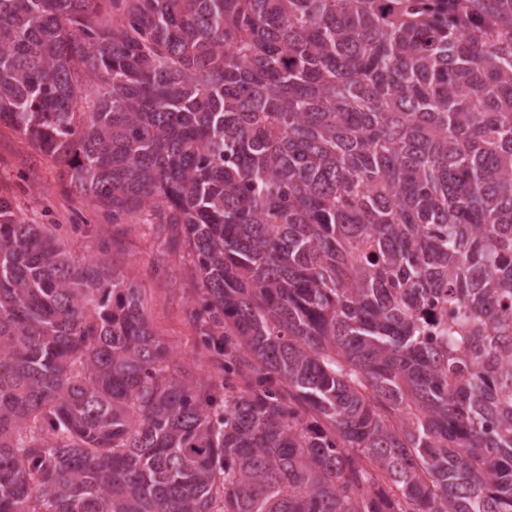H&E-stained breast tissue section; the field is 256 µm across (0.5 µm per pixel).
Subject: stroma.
Listing matches in <instances>:
<instances>
[{"label":"stroma","mask_w":512,"mask_h":512,"mask_svg":"<svg viewBox=\"0 0 512 512\" xmlns=\"http://www.w3.org/2000/svg\"><path fill=\"white\" fill-rule=\"evenodd\" d=\"M10 198L19 218L42 224H76L72 240L81 254L95 255L108 243L114 268L140 290L151 330L170 355L198 379L213 376L195 327L188 318L194 299L188 259L166 254L172 232L146 224L145 213L112 224L86 199L71 194L57 165L8 126L0 125V197Z\"/></svg>","instance_id":"obj_1"}]
</instances>
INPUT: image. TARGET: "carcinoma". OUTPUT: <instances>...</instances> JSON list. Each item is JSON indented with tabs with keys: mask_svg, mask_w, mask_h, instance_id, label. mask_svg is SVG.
I'll return each mask as SVG.
<instances>
[{
	"mask_svg": "<svg viewBox=\"0 0 512 512\" xmlns=\"http://www.w3.org/2000/svg\"><path fill=\"white\" fill-rule=\"evenodd\" d=\"M0 124L218 373L0 197V512H512V0H0ZM1 196L11 199L21 219L80 224L81 233L71 242L79 254L98 255L100 242L106 240L112 266L137 283L153 334L196 379L215 375L188 318L195 294L188 258L165 252L175 246L172 232L144 224V212L130 214L123 224H109L92 203L68 191L50 158L5 125H0ZM163 251L168 260L157 267Z\"/></svg>",
	"mask_w": 512,
	"mask_h": 512,
	"instance_id": "obj_1",
	"label": "carcinoma"
}]
</instances>
